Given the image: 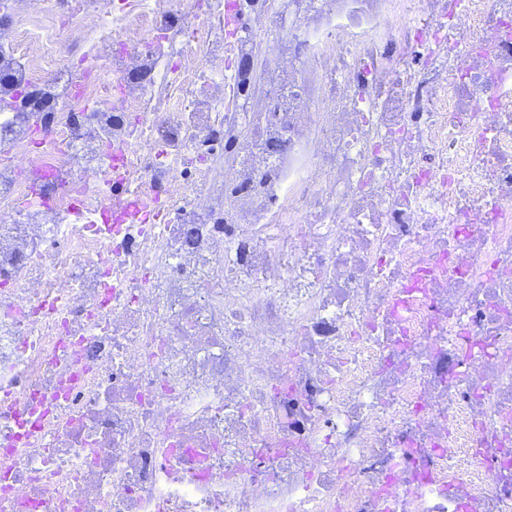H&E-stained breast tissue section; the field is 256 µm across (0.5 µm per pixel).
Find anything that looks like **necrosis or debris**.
I'll use <instances>...</instances> for the list:
<instances>
[{
  "label": "necrosis or debris",
  "instance_id": "necrosis-or-debris-1",
  "mask_svg": "<svg viewBox=\"0 0 512 512\" xmlns=\"http://www.w3.org/2000/svg\"><path fill=\"white\" fill-rule=\"evenodd\" d=\"M0 10V512H512V0Z\"/></svg>",
  "mask_w": 512,
  "mask_h": 512
}]
</instances>
